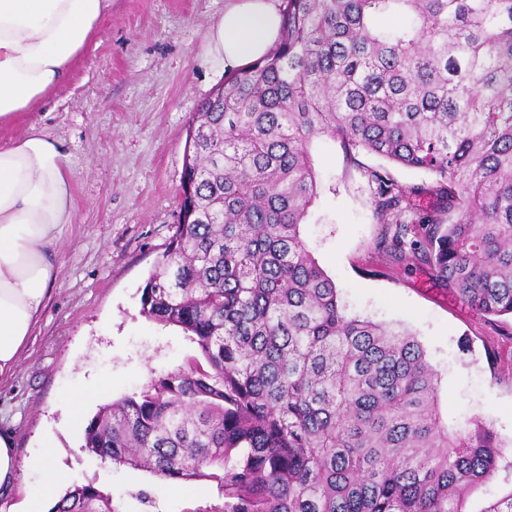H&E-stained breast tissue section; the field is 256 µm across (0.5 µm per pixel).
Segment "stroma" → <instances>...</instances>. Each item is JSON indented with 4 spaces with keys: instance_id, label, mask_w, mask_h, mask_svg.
Instances as JSON below:
<instances>
[{
    "instance_id": "1",
    "label": "stroma",
    "mask_w": 512,
    "mask_h": 512,
    "mask_svg": "<svg viewBox=\"0 0 512 512\" xmlns=\"http://www.w3.org/2000/svg\"><path fill=\"white\" fill-rule=\"evenodd\" d=\"M224 2L112 0L80 60L35 112L72 157L77 218L60 245L50 300L12 374L0 378V428L27 462L0 512H23L40 493L52 503L89 483L118 512H209L224 503L216 481L181 491L100 460L83 449V428L72 420L76 406L93 417L153 378L203 361L180 328L142 314L140 297L179 222L188 126L224 82L205 54ZM312 155L319 196L302 235L348 314L412 332L440 377L443 423L482 419L506 449L507 466L467 498L468 512H480L512 490V317L476 314L426 269L391 263L379 249L368 171L425 191L437 184L433 174L363 150L346 155L329 139L316 141ZM48 443L65 478L50 490L34 464Z\"/></svg>"
}]
</instances>
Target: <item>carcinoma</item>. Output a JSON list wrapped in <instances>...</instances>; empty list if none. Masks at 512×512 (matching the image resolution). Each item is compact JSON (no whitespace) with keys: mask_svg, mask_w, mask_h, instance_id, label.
Segmentation results:
<instances>
[{"mask_svg":"<svg viewBox=\"0 0 512 512\" xmlns=\"http://www.w3.org/2000/svg\"><path fill=\"white\" fill-rule=\"evenodd\" d=\"M281 33L190 127V196L141 294L207 368L105 404L83 448L166 480L217 481L208 512H467L505 459L442 424L408 330L350 316L301 225L310 152L340 139L438 178L439 209L369 171L381 243L484 316H512V0H283ZM51 512H116L74 485Z\"/></svg>","mask_w":512,"mask_h":512,"instance_id":"cac0c4a2","label":"carcinoma"}]
</instances>
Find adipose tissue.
Here are the masks:
<instances>
[{
  "instance_id": "ef3b65f1",
  "label": "adipose tissue",
  "mask_w": 512,
  "mask_h": 512,
  "mask_svg": "<svg viewBox=\"0 0 512 512\" xmlns=\"http://www.w3.org/2000/svg\"><path fill=\"white\" fill-rule=\"evenodd\" d=\"M112 0H0V127L15 123L80 58ZM279 0H226L206 51L226 70L249 65L276 43ZM71 160L31 123L0 142V376L15 365L61 273L59 244L75 222Z\"/></svg>"
}]
</instances>
